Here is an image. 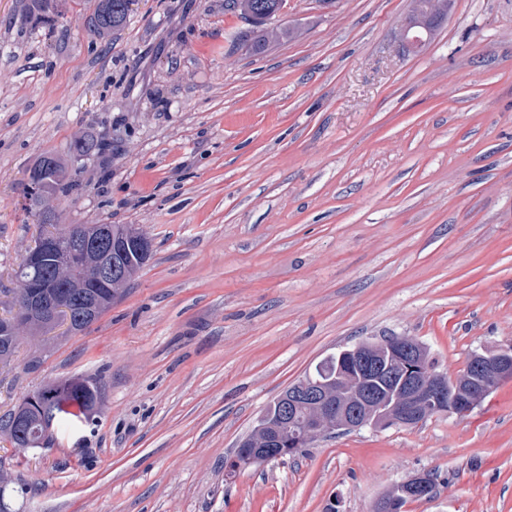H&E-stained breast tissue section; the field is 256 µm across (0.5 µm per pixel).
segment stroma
<instances>
[{
	"instance_id": "obj_1",
	"label": "stroma",
	"mask_w": 512,
	"mask_h": 512,
	"mask_svg": "<svg viewBox=\"0 0 512 512\" xmlns=\"http://www.w3.org/2000/svg\"><path fill=\"white\" fill-rule=\"evenodd\" d=\"M225 0H139L92 35L94 0H0V314L39 231L22 191L75 137L65 224H134L148 262L85 331L23 337L0 414L96 380L89 421L47 448L0 435L18 512H512V379L471 412L320 437L228 474L264 408L323 357L408 336L436 372L512 344V0H452L421 52L410 0H284L261 31ZM396 490V491H395ZM394 493L389 496L392 492H388L385 496H388L384 500L376 502L373 511L379 512H396L398 511V503L400 495H410L413 497H428L432 494L430 486L421 479L420 476L406 480L398 484L394 488ZM383 496V497H385Z\"/></svg>"
}]
</instances>
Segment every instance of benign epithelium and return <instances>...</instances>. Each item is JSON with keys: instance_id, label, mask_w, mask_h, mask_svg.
Wrapping results in <instances>:
<instances>
[{"instance_id": "1", "label": "benign epithelium", "mask_w": 512, "mask_h": 512, "mask_svg": "<svg viewBox=\"0 0 512 512\" xmlns=\"http://www.w3.org/2000/svg\"><path fill=\"white\" fill-rule=\"evenodd\" d=\"M123 245L112 241L105 224L83 234V245L57 260V268L92 264L97 275L81 299L84 319L98 320L112 305V254ZM34 284L19 282L10 327L50 326L62 312H70L57 288L45 285L40 298L30 295ZM349 371L336 370L329 380H316L308 374L280 396L279 410L264 416L254 428L255 437L241 445L233 458L238 465L266 464L282 460L303 444L335 430L361 427L386 428L410 425L422 417L439 413L467 412L487 394L492 380L512 378V345L489 353H478L470 369L450 378L434 371L427 348L406 336L362 342L339 352ZM43 389L29 394L8 415L4 431L10 441L25 448H47L53 438L50 428L36 440L28 430L33 415L44 411ZM428 497L430 486L417 476L395 487V492L376 502V512H398L401 495Z\"/></svg>"}]
</instances>
